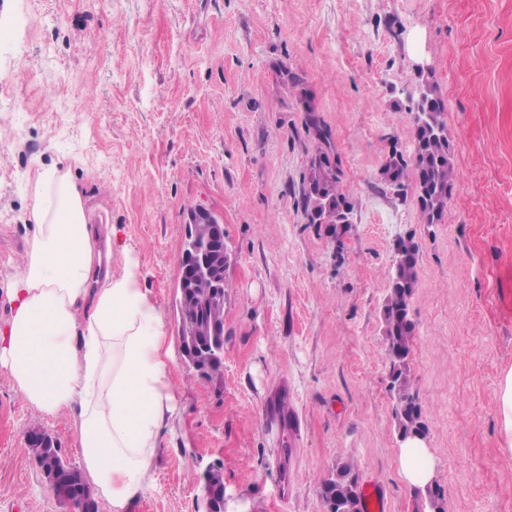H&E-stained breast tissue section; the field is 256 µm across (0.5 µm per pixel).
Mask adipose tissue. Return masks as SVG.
Returning a JSON list of instances; mask_svg holds the SVG:
<instances>
[{"label": "adipose tissue", "instance_id": "adipose-tissue-1", "mask_svg": "<svg viewBox=\"0 0 512 512\" xmlns=\"http://www.w3.org/2000/svg\"><path fill=\"white\" fill-rule=\"evenodd\" d=\"M34 234L14 265L0 327V372L48 416L72 413L81 467L112 512H130L154 485L153 459L180 416L165 323L140 284L134 251L116 233L120 274L91 283L102 253L83 188L68 167H40L30 197ZM400 472L425 486L434 462L421 441L400 450Z\"/></svg>", "mask_w": 512, "mask_h": 512}]
</instances>
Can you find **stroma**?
Segmentation results:
<instances>
[{"instance_id":"35a3bbf8","label":"stroma","mask_w":512,"mask_h":512,"mask_svg":"<svg viewBox=\"0 0 512 512\" xmlns=\"http://www.w3.org/2000/svg\"><path fill=\"white\" fill-rule=\"evenodd\" d=\"M430 68L457 180L423 223L408 94ZM299 75L309 102L281 78ZM330 127L349 224L309 223L300 202ZM62 162L91 221L139 253L160 309L182 412L132 512H206L205 470L224 472L226 512H325L321 485L349 457L387 512H429L400 474L381 333L397 238L419 246L411 374L443 512H512L499 442L512 368V0H0V323L10 265L25 251L31 183ZM223 218L224 378L177 354L173 295L183 215ZM287 397V427L269 412ZM50 434L81 462L69 413L41 414L0 373V512H72L27 453Z\"/></svg>"}]
</instances>
